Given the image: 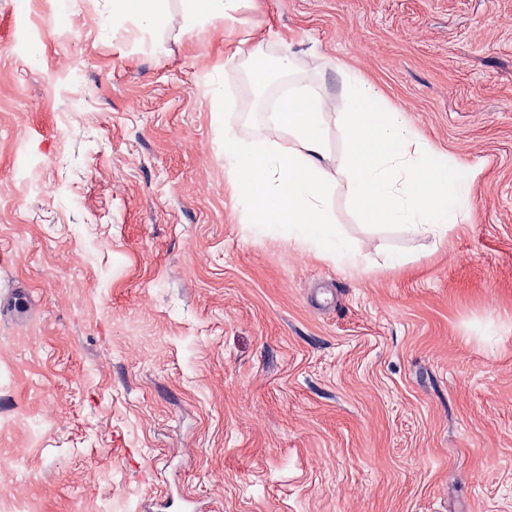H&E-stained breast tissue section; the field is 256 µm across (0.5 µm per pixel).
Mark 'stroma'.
<instances>
[{
	"label": "stroma",
	"mask_w": 512,
	"mask_h": 512,
	"mask_svg": "<svg viewBox=\"0 0 512 512\" xmlns=\"http://www.w3.org/2000/svg\"><path fill=\"white\" fill-rule=\"evenodd\" d=\"M136 28L112 0H0V296L31 304L0 308V512H512V0ZM350 71L478 171L441 241L365 226L334 173L357 270L248 233L221 149L293 147L285 85L329 102L340 154Z\"/></svg>",
	"instance_id": "obj_1"
}]
</instances>
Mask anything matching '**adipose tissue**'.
<instances>
[{
    "instance_id": "ef3b65f1",
    "label": "adipose tissue",
    "mask_w": 512,
    "mask_h": 512,
    "mask_svg": "<svg viewBox=\"0 0 512 512\" xmlns=\"http://www.w3.org/2000/svg\"><path fill=\"white\" fill-rule=\"evenodd\" d=\"M170 0H112V22L136 18L140 30L162 27ZM274 125L288 131L293 148L245 139L225 129L221 139L228 181L242 206L241 221L253 234H278L344 268H357L356 256L330 210L333 182L324 162V105L297 93L279 106Z\"/></svg>"
}]
</instances>
